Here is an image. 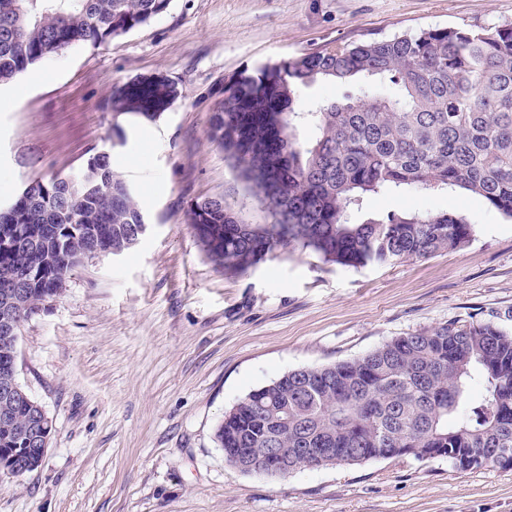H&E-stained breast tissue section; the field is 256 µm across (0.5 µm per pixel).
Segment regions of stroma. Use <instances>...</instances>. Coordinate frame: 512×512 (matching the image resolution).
I'll return each mask as SVG.
<instances>
[{
  "label": "stroma",
  "mask_w": 512,
  "mask_h": 512,
  "mask_svg": "<svg viewBox=\"0 0 512 512\" xmlns=\"http://www.w3.org/2000/svg\"><path fill=\"white\" fill-rule=\"evenodd\" d=\"M510 23L512 0H172L145 26L0 85L1 203L105 150L148 226L132 249L76 267L21 324L17 379L52 431L38 469L0 473V512H512V470L400 457L266 478L230 467L214 436L225 411L288 371L452 322L512 332V219L458 189L370 196L355 220L448 211L473 236L358 270L279 253L237 277L186 221L203 197L261 216L207 136L225 76L337 40ZM142 79L173 85L168 109L113 117V86Z\"/></svg>",
  "instance_id": "35a3bbf8"
}]
</instances>
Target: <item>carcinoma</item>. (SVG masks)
Returning <instances> with one entry per match:
<instances>
[{
    "label": "carcinoma",
    "instance_id": "obj_1",
    "mask_svg": "<svg viewBox=\"0 0 512 512\" xmlns=\"http://www.w3.org/2000/svg\"><path fill=\"white\" fill-rule=\"evenodd\" d=\"M171 0H0V83L74 44H104L166 12ZM319 81L376 82L313 110L298 92ZM171 85L143 80L112 90V111L153 118ZM313 136L298 140V130ZM208 138L258 202L246 222L222 197L191 202L187 221L206 257L229 276L278 252L344 268L392 264L456 248L473 227L448 211L390 213L360 222L348 210L371 195L455 187L512 218V24L481 31L423 29L322 50L224 78ZM141 208L97 151L74 178L27 181L0 207V304L26 289L23 322L60 296L82 254L130 248ZM17 340L0 338V387L16 372ZM479 383L484 393L471 397ZM220 420L221 448H332L358 464L446 458L460 472L512 460V333L450 323L393 337L366 354L292 370L240 399ZM0 458L37 469L34 405L9 404Z\"/></svg>",
    "mask_w": 512,
    "mask_h": 512
}]
</instances>
